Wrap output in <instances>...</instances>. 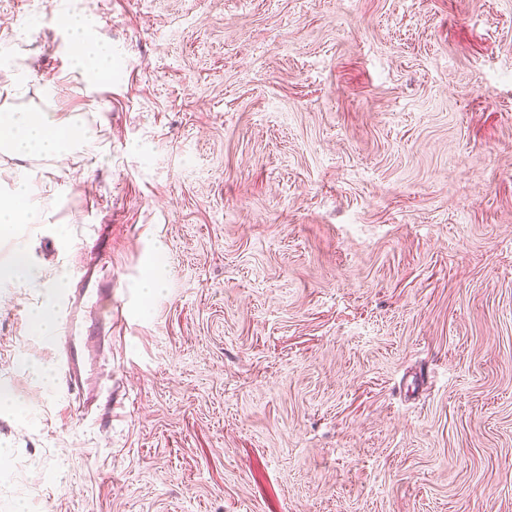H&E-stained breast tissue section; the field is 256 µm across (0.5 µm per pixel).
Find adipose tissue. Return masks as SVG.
Segmentation results:
<instances>
[{
	"label": "adipose tissue",
	"mask_w": 512,
	"mask_h": 512,
	"mask_svg": "<svg viewBox=\"0 0 512 512\" xmlns=\"http://www.w3.org/2000/svg\"><path fill=\"white\" fill-rule=\"evenodd\" d=\"M73 39L81 45L77 65L93 80L110 73V50L90 39V27L81 17L68 20ZM87 135L52 113L37 109L0 108V153L15 158H58L66 153L69 144L86 140ZM37 206L33 186L17 181L10 196H0V235H8Z\"/></svg>",
	"instance_id": "1"
}]
</instances>
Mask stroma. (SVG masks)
<instances>
[{
	"instance_id": "1",
	"label": "stroma",
	"mask_w": 512,
	"mask_h": 512,
	"mask_svg": "<svg viewBox=\"0 0 512 512\" xmlns=\"http://www.w3.org/2000/svg\"><path fill=\"white\" fill-rule=\"evenodd\" d=\"M1 47L92 145L0 154V512H512V0H0ZM102 224L107 428L29 324ZM68 27L71 30L72 38L81 45L76 66L83 69L92 81L101 78L105 74H110V49L106 45H101L90 39V27L87 21L81 17H71L68 19ZM34 187L23 180L15 183L13 193L0 196V235H9L19 224H26L28 214L37 206ZM36 271L32 267L26 246L19 245L15 248L11 262L8 267H0V278L10 279H34L36 277Z\"/></svg>"
}]
</instances>
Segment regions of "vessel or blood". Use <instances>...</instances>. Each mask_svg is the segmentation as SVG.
<instances>
[{
  "label": "vessel or blood",
  "mask_w": 512,
  "mask_h": 512,
  "mask_svg": "<svg viewBox=\"0 0 512 512\" xmlns=\"http://www.w3.org/2000/svg\"><path fill=\"white\" fill-rule=\"evenodd\" d=\"M94 273V267H83L77 287L65 294L61 332L56 338L67 389L85 407L93 406L100 393L91 365L112 337V317L101 312L112 301V289L95 281Z\"/></svg>",
  "instance_id": "1"
}]
</instances>
